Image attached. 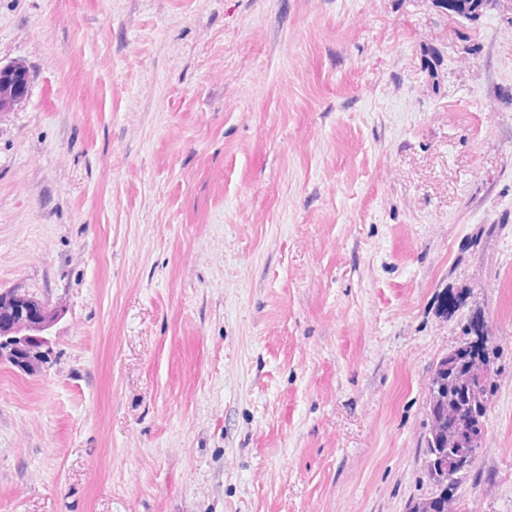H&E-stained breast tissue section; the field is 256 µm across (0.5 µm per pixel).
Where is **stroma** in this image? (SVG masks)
<instances>
[{"mask_svg":"<svg viewBox=\"0 0 512 512\" xmlns=\"http://www.w3.org/2000/svg\"><path fill=\"white\" fill-rule=\"evenodd\" d=\"M0 512H406L433 363L498 373L512 512V0H0ZM463 295L448 311L445 292ZM494 0H434L436 6L446 14L451 13L465 19L476 17ZM7 314L17 313L19 318L15 319L8 330H3L0 336V360H6L12 365L14 352L28 348L31 356L27 367L32 372H37L41 363L36 355L39 350L36 346H45L49 343L51 329L63 316V309L59 306L51 307L48 303L21 289L0 290V311ZM34 313L35 322L29 321L28 314ZM2 337H6L2 339ZM39 344V345H38ZM2 345V346H1ZM484 317H482L480 314H478L475 317H472L469 322V328H466V332H469L465 335L472 336V339L468 342L472 344L474 347L475 352L480 355L482 361L485 364L491 365V376L489 378H486L485 380L479 383L475 384V388L471 391V398L473 401L477 402H486L488 403V386L491 384V380L493 379V376L495 375L496 371L494 368V362L491 360L490 353L488 352V344L491 342L492 336L489 335L488 332H484L483 325H484ZM488 365H481L478 367L477 370H475V375H489V367Z\"/></svg>","mask_w":512,"mask_h":512,"instance_id":"stroma-1","label":"stroma"}]
</instances>
